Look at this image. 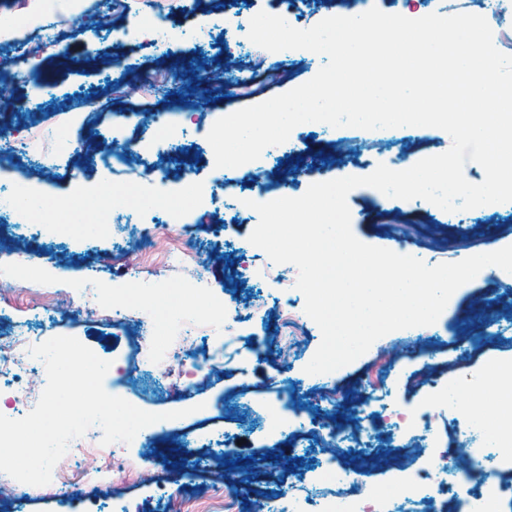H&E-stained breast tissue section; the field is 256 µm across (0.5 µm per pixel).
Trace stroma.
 <instances>
[{"instance_id":"stroma-1","label":"stroma","mask_w":512,"mask_h":512,"mask_svg":"<svg viewBox=\"0 0 512 512\" xmlns=\"http://www.w3.org/2000/svg\"><path fill=\"white\" fill-rule=\"evenodd\" d=\"M284 0H107L103 19L81 13L62 25L57 43L37 46V31L21 32L51 83L22 80L25 61L0 49L14 79L0 103V122L28 149L0 157V193L20 184L53 204L42 224L26 213L0 211V342L14 335L46 341L71 336L111 361L107 393L150 413L181 411L163 433L141 429L124 451L129 470L113 472L104 512L120 502L126 512H167L168 501L188 502L189 512H281L285 496L305 499L319 512L326 494L321 465L343 459L364 484L383 493H406L407 480L436 461L456 466L461 449L478 447L462 426L484 372L512 360V273L476 276L452 295L446 313L420 335L396 330L377 339L352 363L315 378L305 371L322 335L304 313L294 265L272 263L248 237L258 214L243 200L273 201L280 188L301 196L311 181L365 176L378 164L400 169L407 160L441 154L450 136L438 128L362 130L297 126L279 158L237 167L230 191L215 189L213 149L207 133L225 113L264 102L312 79L324 65L308 50L270 52L246 31L216 33L196 42V26L211 19L249 23L258 12L277 14ZM166 21L176 36L166 47L128 40L134 22ZM82 26L88 38L71 36ZM210 79L196 92L174 94L189 68ZM171 88L163 96L161 87ZM188 114L186 134L159 132L158 115ZM144 147L132 165L116 171L101 162ZM162 169L161 179L138 181L142 165ZM116 182L158 198L174 212L133 211L115 201L85 203L104 215L106 237L87 235L63 214L83 191ZM351 229L361 242L412 255L434 266L453 263L493 246L512 245V203L445 212L418 200L391 198L366 186L347 196ZM157 227L153 241L143 231ZM193 253L194 263L167 255ZM60 277H51V270ZM97 302H87V275ZM194 317L224 315L225 326L205 336L166 337L177 359L154 354L136 361L139 325L170 308ZM126 321H114L115 311ZM296 312L298 322L286 320ZM237 339L239 354L222 367L200 366L208 345ZM451 384L461 387L456 406L443 403ZM423 419L420 436L387 421L386 406ZM356 424L359 448L330 450V426ZM236 460L235 482L223 481L225 461ZM55 484L28 486L15 504L12 484L0 483V512H63Z\"/></svg>"}]
</instances>
